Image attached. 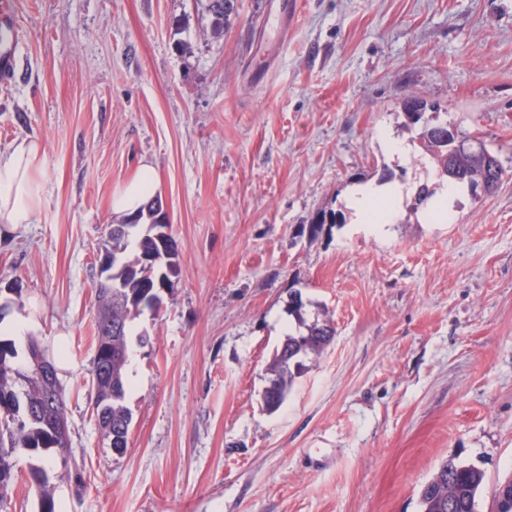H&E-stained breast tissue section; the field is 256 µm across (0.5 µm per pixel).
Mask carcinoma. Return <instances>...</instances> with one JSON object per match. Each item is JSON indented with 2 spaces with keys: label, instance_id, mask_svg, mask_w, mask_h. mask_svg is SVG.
Listing matches in <instances>:
<instances>
[{
  "label": "carcinoma",
  "instance_id": "1",
  "mask_svg": "<svg viewBox=\"0 0 512 512\" xmlns=\"http://www.w3.org/2000/svg\"><path fill=\"white\" fill-rule=\"evenodd\" d=\"M235 0H208L211 31L216 37L224 33V25L234 11ZM404 126L419 128L418 140L434 164L439 177L452 181L448 174L479 180L481 171L477 157L462 148L454 152H435V145L448 136V122L439 116L417 118L404 113ZM163 218V203L154 197L132 220L123 219L112 225V250L121 253V261H111L101 270L105 277L97 289L99 306L112 309V317L123 323L120 335L110 338L95 325V353L90 369L89 400L97 425L110 430L112 451L122 454L128 447L132 417L124 405L128 383V362L131 349L132 322L145 310L159 307V290L178 286V246L173 237L158 240ZM302 299L288 305V314L296 321L295 328L285 335L268 366L267 397L269 408H278L285 400L295 379L306 363L318 358L336 335L333 320L316 318L306 322ZM44 349L35 337L27 339L24 360H18L15 344L0 341V501L23 483L37 495V512H58L50 492L59 465L66 472L75 490L84 487L82 465L69 457L68 435L55 431L38 418L31 419L26 410L42 405L43 390L37 381L32 357ZM53 451L38 462L20 466L21 455L29 457L41 451ZM489 492V512H512V475L499 480L486 490L482 470L447 457L433 471L419 490L420 512H482L483 494Z\"/></svg>",
  "mask_w": 512,
  "mask_h": 512
}]
</instances>
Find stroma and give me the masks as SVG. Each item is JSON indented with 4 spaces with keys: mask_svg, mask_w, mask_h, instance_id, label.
Returning a JSON list of instances; mask_svg holds the SVG:
<instances>
[{
    "mask_svg": "<svg viewBox=\"0 0 512 512\" xmlns=\"http://www.w3.org/2000/svg\"><path fill=\"white\" fill-rule=\"evenodd\" d=\"M18 0L0 153L45 150L38 223L0 228V287L33 318L69 399L84 488L60 512H418L453 456L512 473V0ZM415 95L480 135L506 174L421 220ZM405 141L389 153L380 132ZM154 166L179 284L134 319L128 450L92 414L99 252L113 192ZM398 183L396 223H354L347 193ZM337 221L311 232L321 211ZM336 335L267 410L294 319ZM234 2L235 0H208L207 11L211 18V31L215 37L223 35L224 25L234 11Z\"/></svg>",
    "mask_w": 512,
    "mask_h": 512,
    "instance_id": "35a3bbf8",
    "label": "stroma"
}]
</instances>
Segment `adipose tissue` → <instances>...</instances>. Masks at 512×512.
I'll return each instance as SVG.
<instances>
[{"instance_id":"ef3b65f1","label":"adipose tissue","mask_w":512,"mask_h":512,"mask_svg":"<svg viewBox=\"0 0 512 512\" xmlns=\"http://www.w3.org/2000/svg\"><path fill=\"white\" fill-rule=\"evenodd\" d=\"M43 154L41 142L24 138L15 141L6 154L0 155V225L31 224L41 214ZM158 190L154 167L142 164L134 178L114 192L111 209L126 217L134 216ZM399 193L395 186L378 187L367 183L349 192L347 204L357 223L392 224L398 215Z\"/></svg>"}]
</instances>
